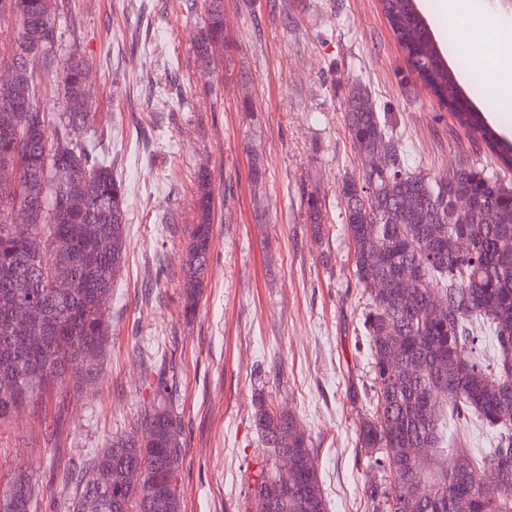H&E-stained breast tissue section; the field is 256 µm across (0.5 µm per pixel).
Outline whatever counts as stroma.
<instances>
[{
	"mask_svg": "<svg viewBox=\"0 0 512 512\" xmlns=\"http://www.w3.org/2000/svg\"><path fill=\"white\" fill-rule=\"evenodd\" d=\"M57 2L59 56L91 67L92 128L127 194V255L94 387L48 391L0 426V485L27 467L37 512H67L52 466L130 430L163 372L184 425V512H247L259 386L309 437L329 512H369V487L393 477L356 445L373 373L340 192L360 167L347 96L362 87L387 113L410 171L443 181L496 171L495 157L409 72L380 0H224L231 48L214 68L196 58L203 8L191 0ZM203 169L214 245L189 317L182 247ZM312 194L329 225L319 238Z\"/></svg>",
	"mask_w": 512,
	"mask_h": 512,
	"instance_id": "obj_1",
	"label": "stroma"
}]
</instances>
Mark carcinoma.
I'll return each instance as SVG.
<instances>
[{
	"instance_id": "1",
	"label": "carcinoma",
	"mask_w": 512,
	"mask_h": 512,
	"mask_svg": "<svg viewBox=\"0 0 512 512\" xmlns=\"http://www.w3.org/2000/svg\"><path fill=\"white\" fill-rule=\"evenodd\" d=\"M409 50L411 72L428 79L453 118L512 170V140L477 107L478 84L460 82L464 59L450 66L417 0H382ZM11 24L12 95L0 97V425L35 406L53 386L79 396L96 380L108 340L104 303L127 248V198L112 163L86 136L88 76L71 53L54 69L59 47L51 0H0ZM224 0H205L196 55L210 66L224 56ZM54 83L66 111L50 122L35 100L36 72ZM346 127L358 176H346L344 229L354 275L370 292L362 315L374 374L370 417L357 446L377 454L394 487L371 488L372 512H512V188L496 175L462 168L446 181L409 170L408 155L386 115L360 87L349 92ZM470 209L451 211V196ZM197 222L186 227L181 268L185 313L195 311L213 244L210 174L197 176ZM22 212L27 234H14ZM307 218L323 233L322 203ZM467 243L462 251L458 241ZM262 443L249 496L251 512H327L315 453L291 415L274 411L264 388L253 395ZM477 422L486 448L464 446ZM184 428L168 381L154 384L136 431L115 437L63 467L69 512H182ZM427 456L418 471L409 456ZM286 456L294 470L283 473ZM489 472L493 486L481 481ZM428 487L424 499L410 484ZM36 499L21 471L0 486V512H31Z\"/></svg>"
}]
</instances>
